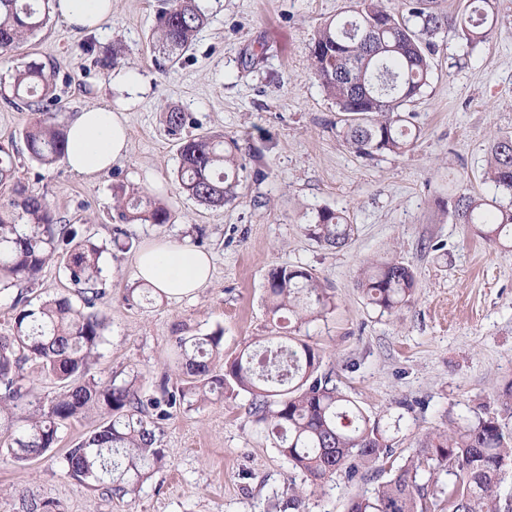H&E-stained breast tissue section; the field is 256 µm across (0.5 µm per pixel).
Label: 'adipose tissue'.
Returning a JSON list of instances; mask_svg holds the SVG:
<instances>
[{
    "label": "adipose tissue",
    "instance_id": "ef3b65f1",
    "mask_svg": "<svg viewBox=\"0 0 512 512\" xmlns=\"http://www.w3.org/2000/svg\"><path fill=\"white\" fill-rule=\"evenodd\" d=\"M54 13L70 26L95 31L112 15V0H51ZM127 129L120 112L91 107L75 114L67 126L65 162L82 176H93L125 159ZM210 256L186 242L155 241L134 259V277L171 299L204 288L211 278Z\"/></svg>",
    "mask_w": 512,
    "mask_h": 512
}]
</instances>
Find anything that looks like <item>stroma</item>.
Returning <instances> with one entry per match:
<instances>
[{
    "label": "stroma",
    "mask_w": 512,
    "mask_h": 512,
    "mask_svg": "<svg viewBox=\"0 0 512 512\" xmlns=\"http://www.w3.org/2000/svg\"><path fill=\"white\" fill-rule=\"evenodd\" d=\"M208 17L192 48L176 63L154 53L150 39L160 0H112L98 31L72 30L58 17L11 56L0 59V143L14 154L17 175L45 194L57 218L101 248L105 318L91 373L123 382L147 372V394L181 384L177 337L224 333L231 359L271 336L288 335L287 319L267 300L273 268L299 265L317 275L335 307L300 329L320 350L321 370L368 415L390 425V462L400 465L425 433L447 429L478 407L499 410L495 384L512 379V255L505 256L456 223L452 200L495 196L484 173L490 147L512 134V0H498L493 36L466 50L453 31L435 39L434 71L409 105L419 137L402 156H356L342 114L311 70L313 37L352 0H199ZM95 40V54L80 45ZM126 56L102 66L107 48ZM43 63L60 104L61 124L76 112L112 106L122 112L127 157L91 177L65 162L30 159L22 137L33 113L8 90L14 68ZM134 73L144 91L127 99L112 77ZM190 116L185 132L237 141L245 166L237 197L208 207L182 193L178 140L164 114ZM134 185L166 203L170 223L125 224L113 186ZM328 207L354 227L348 244L328 249L310 239L308 216ZM189 241L213 257L211 282L196 295L143 299L133 277L137 251L153 241ZM398 258L416 276L407 306L383 314L356 286L360 267ZM247 393L228 394L165 421L167 467L136 496L108 498L62 476V458L101 421L88 415L60 429V441L26 465L0 461V512L22 500L51 503L54 512H283L289 467L249 413ZM385 474L355 484L335 477L306 490L307 512H344L355 492L372 493Z\"/></svg>",
    "instance_id": "obj_1"
}]
</instances>
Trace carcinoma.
<instances>
[{"instance_id": "1", "label": "carcinoma", "mask_w": 512, "mask_h": 512, "mask_svg": "<svg viewBox=\"0 0 512 512\" xmlns=\"http://www.w3.org/2000/svg\"><path fill=\"white\" fill-rule=\"evenodd\" d=\"M413 0L410 19L389 13L381 0H355L349 16L326 21L311 47L312 73L345 114L344 136L362 158L387 153L400 156L414 145L406 105L421 96L433 74L435 38L444 28L474 47L495 28L496 0H465L454 16L429 10ZM49 0H0V57L41 30L49 18ZM207 17L197 0H167L159 11L153 48L172 59L190 50ZM14 99L39 114L23 131L30 157L44 166L64 156L66 128L47 112L55 100L45 65L31 61L12 74ZM189 115L177 107L165 112L169 134L178 135ZM240 147L197 135L179 143L178 179L182 192L207 206L235 199ZM485 180L512 197V136L496 139ZM0 186L12 196L0 203V293L38 279L57 257L76 288L81 304L63 296L30 307L20 290L11 333L0 336V455L28 463L47 453L61 428L96 410L102 423L85 433L63 455V474L112 497L137 494L152 474L167 465L160 445L162 424L173 409L192 407L226 393L249 394L250 414L265 425L275 448L292 470L288 508L305 512L296 477L319 485L341 476L352 483L392 454L387 427L371 418L320 373L321 356L305 342L278 343L243 351L224 361L223 332L181 337L183 376L161 396L143 391V375L121 384L90 374L102 342L104 319L96 310L102 269L100 248L77 237L70 224H59L42 194L23 185L9 151L0 145ZM118 217L125 224H167L170 210L134 186L114 189ZM454 215L473 225L479 236L512 255V200L461 195ZM309 237L334 248L345 246L353 225L344 213L317 210L305 225ZM357 288L370 304L392 313L408 304L415 291L412 268L396 259L370 262L360 269ZM270 312L288 314L297 327L334 307L319 279L301 266L273 269L267 281ZM47 380L58 392L50 399L28 385ZM512 471V429L498 414L478 409L451 428L425 435L420 448L370 495L355 493L346 512H512L500 484ZM448 481L440 480V474Z\"/></svg>"}]
</instances>
